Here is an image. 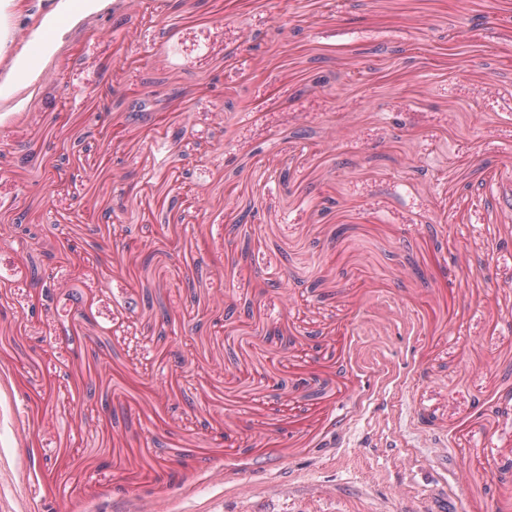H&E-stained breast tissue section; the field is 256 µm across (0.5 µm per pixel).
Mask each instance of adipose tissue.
I'll return each instance as SVG.
<instances>
[{"label": "adipose tissue", "mask_w": 512, "mask_h": 512, "mask_svg": "<svg viewBox=\"0 0 512 512\" xmlns=\"http://www.w3.org/2000/svg\"><path fill=\"white\" fill-rule=\"evenodd\" d=\"M93 0H0V95L11 90L35 51H47L63 23Z\"/></svg>", "instance_id": "ef3b65f1"}]
</instances>
